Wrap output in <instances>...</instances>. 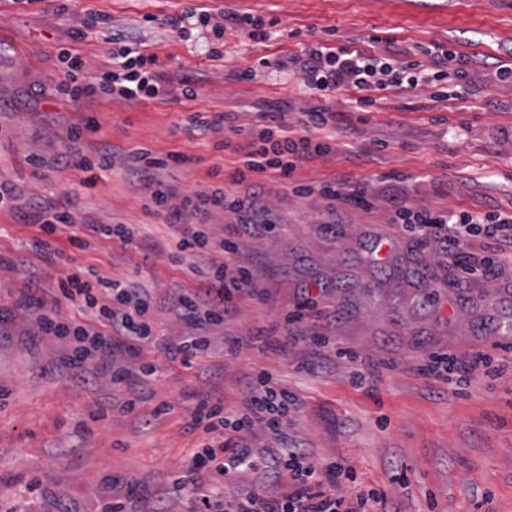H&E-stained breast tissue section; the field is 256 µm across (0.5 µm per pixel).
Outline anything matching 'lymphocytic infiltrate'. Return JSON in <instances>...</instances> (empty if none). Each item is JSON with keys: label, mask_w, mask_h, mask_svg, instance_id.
Segmentation results:
<instances>
[{"label": "lymphocytic infiltrate", "mask_w": 512, "mask_h": 512, "mask_svg": "<svg viewBox=\"0 0 512 512\" xmlns=\"http://www.w3.org/2000/svg\"><path fill=\"white\" fill-rule=\"evenodd\" d=\"M192 18L201 25L212 27L219 36L229 24L256 42L265 41L270 36L263 18L248 13H211L190 8L183 17L172 18L171 24L178 27L184 20ZM110 42V66L95 70L89 69L77 52L61 49L59 57L67 69L56 88L57 94L72 101L100 95L126 102L163 95L162 76L156 70L157 55L145 53L140 43L120 31L113 32ZM290 62L295 71L302 74L305 86L323 97L347 84L361 91L380 90L403 84L415 87L430 78L420 61H406L397 66L379 56L322 42L306 47L302 55L291 57ZM329 122V112L316 106L304 111L300 120L302 130L298 133L288 127L277 112L262 113L258 124L235 126V134L245 135L246 141L240 148L241 166L232 177L233 183L249 184L254 195H258L264 190V175L272 173L292 193H309V186L296 183L294 173L306 158L331 151L330 139L315 140L308 135L309 130L324 128ZM183 162V156L177 153L157 158L141 149L131 153L121 164L128 176L149 182L154 205L165 213L168 223L180 225L177 254L217 247L226 259L232 258L237 251L236 241L215 242L206 231L211 215L232 213L237 224L246 231L252 225L266 223L265 208L255 206L252 197L235 195L223 187L180 198L169 183L151 180L150 170H169ZM392 221L417 242L432 240L439 243L449 263L460 265V280L464 283L497 268L490 256L482 257L476 264H461L460 259L466 255L471 237L482 234L512 247V213L413 210L399 202L394 206ZM202 277L213 287V298L204 301L196 294H182L177 298L181 314L195 319L202 328L223 323L233 312L236 299L243 296L254 299L260 295L248 271L241 269L236 275H228L225 263L207 267ZM60 292L64 298L78 303L82 314L80 320L62 321L56 311L46 310L41 305L35 308L34 315L42 332L69 341L73 361L83 363L104 356L111 352L112 341L116 338L122 339L132 351L152 341L151 301L140 289L102 277L91 281L73 273L61 281ZM103 293L108 294V302H100L99 296ZM254 383L257 391L243 411L228 416L220 403L202 399L190 413V426L242 435L260 423L270 433H280L289 413L297 407L295 396L280 388L272 374L264 370L255 375ZM260 466L270 470L277 480L285 481L286 492L273 499L248 492L232 500L225 498L216 502L204 494L200 497L204 512H375L381 501L380 494L374 490L360 494L350 503L326 494L325 484H336L347 471L345 463L334 460L316 466L296 446H281L275 455L261 459L247 450L231 452L223 445L209 444L193 453L188 470L193 474L208 471L213 484L218 485L224 476Z\"/></svg>", "instance_id": "lymphocytic-infiltrate-1"}]
</instances>
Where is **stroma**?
Returning a JSON list of instances; mask_svg holds the SVG:
<instances>
[{
    "instance_id": "obj_1",
    "label": "stroma",
    "mask_w": 512,
    "mask_h": 512,
    "mask_svg": "<svg viewBox=\"0 0 512 512\" xmlns=\"http://www.w3.org/2000/svg\"><path fill=\"white\" fill-rule=\"evenodd\" d=\"M189 7L277 24L262 43L231 29L219 39L198 24L171 27L169 17ZM100 14L111 26L96 24ZM83 26L90 38L71 41ZM115 27L157 55L167 95L134 104L57 97L59 48L103 66ZM323 40L399 61L421 46L456 55L443 80L370 91L369 111L355 109L360 93L349 87L324 101L336 145L301 162L295 179L367 184L373 208L297 195L264 176L273 227L240 234L233 214L209 220L212 239H236L237 264L261 295L202 331L207 355L188 366L149 343L136 355L116 347L71 365L68 343L41 333L28 309L42 302L78 318L76 302L58 293L67 275L90 268L141 288L158 339L176 343L201 332L172 310L178 293L198 290L190 265L223 263L224 253L174 260L177 227L156 213L143 182L114 168L95 171L87 188L84 172L56 167V159L103 148L120 159L141 148L178 153L185 164L162 174L177 193L230 185L241 136L187 130V116L228 112L250 125L273 111L298 127L302 112L322 101L283 63ZM213 47L222 58L210 59ZM461 57L467 66H458ZM263 58L270 67H259ZM504 63L512 65V0H0V183L19 204L0 209V512H106L118 501L127 512H201L191 489L174 485L194 451L213 442L255 452L278 443L259 426L241 437L190 430V412L202 397L240 412L261 370L300 400L285 428L289 442L316 463L341 460L353 470L336 495L378 489L384 512H512V262L459 287L438 244L411 249L390 221L394 199L512 212V78L501 76ZM249 67L253 81L235 80ZM185 80L195 83V99L180 95ZM91 118L99 131L70 140V129ZM221 140L230 148H218ZM34 155L44 166L31 164ZM61 204L95 224L130 225L134 235H94L80 250L60 233L40 251L31 217ZM306 297L313 316L288 325ZM298 332L304 340L287 341ZM311 333L323 343L311 345ZM477 352L501 367L498 377L476 370L452 386L419 371L432 354ZM146 363L154 374L142 373ZM118 366L129 372L121 384L112 381ZM357 369L365 374L359 385ZM131 486L138 496L130 501Z\"/></svg>"
}]
</instances>
